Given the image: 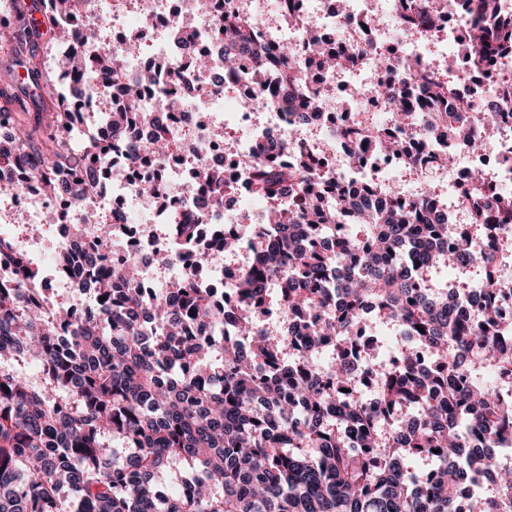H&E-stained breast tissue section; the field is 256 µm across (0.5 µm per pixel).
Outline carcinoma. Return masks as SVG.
<instances>
[{
  "label": "carcinoma",
  "instance_id": "1",
  "mask_svg": "<svg viewBox=\"0 0 512 512\" xmlns=\"http://www.w3.org/2000/svg\"><path fill=\"white\" fill-rule=\"evenodd\" d=\"M401 8L406 30L435 27L437 11L422 16L415 0H401ZM77 10L78 0H48L53 39ZM27 13L18 12L0 43L16 45L13 56L28 65L33 86L47 90L57 79L34 63L41 23ZM477 14L473 65L512 58V16L500 13L499 0H477ZM223 26L227 44L253 49L249 60L278 71L282 110L320 103L321 88L308 82L288 48L259 44L257 20L228 14ZM94 39L84 30L71 43L107 89L113 60L99 50L88 55ZM356 60L354 49L339 55L315 39L308 46L312 71ZM452 81L446 71L423 68L408 71L400 90L379 86L394 126L352 112L343 127L348 141L372 138L388 154L425 155L449 115L485 126L498 102L512 103V84H503L478 118L463 101L448 106ZM137 93L126 88L129 105L119 121L157 127L153 113L137 109ZM39 97L51 109L31 112L6 87L0 121L11 124L12 135L0 140V165L39 157L40 180L55 191L53 172L64 162L59 126L76 109L58 95ZM151 152H174L161 127ZM293 155L288 165L261 149L242 162L252 193L273 204L269 222L295 232L249 234L258 261L239 275L233 313L215 305L191 271L149 300L133 260L97 253L87 273V287L102 297L97 308L79 315L77 301L53 300L48 314L24 288L40 270L0 239V269L20 275L0 285V512H512V468L495 462L500 444L512 441V402L462 364L475 356L512 380V340L498 312L503 289L487 274L479 315L465 323L454 314L455 291L430 277L444 266L465 279L474 268H491L493 257L455 251L452 225L424 218L420 207L362 211L363 230L344 232L353 205L334 162L322 156L310 163L296 147ZM199 177L218 203L234 190L224 169L202 168ZM287 191L302 198V207L274 206ZM199 237L198 225L177 224L170 247L180 253ZM215 247L227 256L240 241L228 233L199 246L195 265L207 264ZM365 300L414 339L395 366L370 372L376 406L362 398L359 370L347 355ZM274 310L302 317L295 335L307 338V350L291 368H271L288 337L256 332L257 315ZM228 318L238 334L213 339ZM329 339L336 368L324 376L313 359ZM29 360L39 366L35 379L18 369ZM285 391L290 398L281 397ZM116 440L125 455L116 452ZM409 457L431 460V474L417 479L404 465ZM176 466L187 469L181 485L188 490L172 497L159 479ZM485 478L495 483L493 492L464 501L462 489Z\"/></svg>",
  "mask_w": 512,
  "mask_h": 512
}]
</instances>
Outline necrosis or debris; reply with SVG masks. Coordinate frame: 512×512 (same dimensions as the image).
Masks as SVG:
<instances>
[{"instance_id": "necrosis-or-debris-1", "label": "necrosis or debris", "mask_w": 512, "mask_h": 512, "mask_svg": "<svg viewBox=\"0 0 512 512\" xmlns=\"http://www.w3.org/2000/svg\"><path fill=\"white\" fill-rule=\"evenodd\" d=\"M260 2L210 0L209 10L198 13L189 0H84L78 27L112 33L111 38L101 39L99 47L117 59L114 95L111 105H100L98 83L92 75L73 78L66 74L69 39L62 37L53 44L50 63L60 75L59 92L82 108L62 131V145L70 151L71 163L58 168L55 179L59 185L69 184L74 166L101 144H111L112 160L94 182L84 184L80 191L61 194L45 192L39 179V158H28L17 168H0V183L15 188L10 199L14 212L28 224L52 222L58 248L82 258L87 255V241L73 234V225L83 223L90 212L115 216L112 234L99 248L137 262L143 292H163L189 270L200 287L229 289L238 277L240 263L225 262L219 255L210 266L194 270L188 259L178 257L161 265L154 254L166 247L169 225L191 217L201 224L202 234L209 240L223 234L228 226L267 223L269 209L254 201L246 187L248 173L239 165L257 145L284 141L289 134L299 133L309 147L333 156L336 168L346 174L343 187L356 208L368 210L380 199L376 181L387 178L391 168L404 166L405 161L379 153L372 145L366 150L374 159L372 170L348 164L352 147L336 134L341 115L356 110L386 116L385 103L372 95V87L387 81L404 82L405 67L416 63L452 67L457 76L455 97L476 104L482 102L487 88L503 82L500 73L473 68L468 46L474 18L461 8L460 0H448L447 8L439 13L438 27L415 38L398 24L400 0H301L291 23L283 22L275 10L259 11ZM227 13L260 16V30L272 45H302L313 35L329 45H360L361 56L355 68L323 75L322 82L330 86L331 95L307 122H298L295 113L277 107L248 109L245 101L257 97L248 77L235 81L237 93L230 99L214 88L216 78L224 73L220 21ZM134 42L142 44V51L128 52V45ZM379 45L394 55V72L374 65L373 50ZM200 56L209 60V69L198 68L196 59ZM147 73L153 74L155 81L142 87L139 106L157 113L160 123L171 131L188 126L194 130L181 151L151 161L144 155L154 136L153 128L117 129L112 125V115L123 103L122 89ZM356 83L367 87L368 93L352 100L347 93ZM230 124L242 129L243 135L228 146L223 132ZM436 156L440 175L461 202L460 209L449 210V223L469 252L493 254L495 281L512 288V259L497 252L505 228L495 221L498 200L512 195V119H501L482 151L471 152L451 142L440 145ZM203 167L236 171L240 189L226 196L223 206H211L207 191L201 187L197 172ZM476 169L484 174V190L478 207L472 208L465 201L472 192L470 176ZM149 180L161 184V196L142 193V183ZM481 217L490 228L477 238L470 226Z\"/></svg>"}]
</instances>
